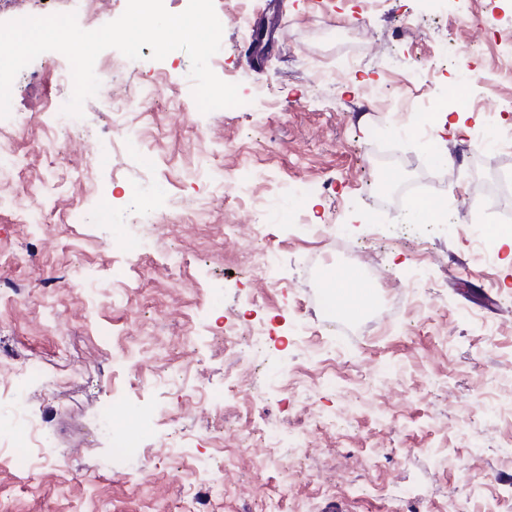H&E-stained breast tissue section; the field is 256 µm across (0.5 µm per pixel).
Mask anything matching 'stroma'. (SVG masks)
<instances>
[{
  "instance_id": "1",
  "label": "stroma",
  "mask_w": 512,
  "mask_h": 512,
  "mask_svg": "<svg viewBox=\"0 0 512 512\" xmlns=\"http://www.w3.org/2000/svg\"><path fill=\"white\" fill-rule=\"evenodd\" d=\"M262 2L214 0L223 42L210 67L238 84L234 108L199 111L182 50L160 61L146 46L136 61L100 53L111 92L85 101L76 132L56 130L45 110L72 94L60 80L64 55H39L16 82L19 122L4 134L22 171L0 178V381H16V363L30 361L61 382L24 385L25 411L49 441L33 470L0 464L9 512H167L199 464L224 469L221 512H324L333 499L349 512H479L490 503L512 512V251L498 244L491 258L476 256L499 220L484 202L512 154L466 139L492 110L512 126L507 59L482 19L485 2L379 0L367 11L361 0H278L285 38L257 69L236 16ZM87 9L86 0H0V22L73 12L82 23ZM469 45L486 86L462 105V129L427 116L438 146L429 153L400 109L462 83L456 53ZM351 56L361 62L354 78L341 67ZM149 85L157 92L148 104L123 108ZM118 130L126 143L91 162L95 142ZM382 132L403 146L398 170L375 150ZM241 168L274 221L229 199L228 176ZM432 180L444 219L413 222L403 188ZM40 206L56 212L51 227L19 222L22 209ZM75 209L84 223L67 222ZM295 212L332 225L331 237L309 236L289 221ZM260 223L261 238L250 231ZM228 224L239 227L230 240ZM116 232L147 239L139 265L109 247ZM340 239L374 252L382 270L369 281L377 305L345 332L329 322L314 279L318 268L359 262L337 252ZM268 249L280 256L272 282L255 270ZM174 252L185 258L177 280L168 274ZM120 265L126 285L116 288ZM418 266L413 306L397 283ZM234 315L237 333L225 335ZM255 323L274 330L256 350ZM330 344L333 364L317 354ZM145 372L152 381H141ZM228 383L237 390L220 407L192 392ZM117 398L129 411L158 412L155 446L114 453L100 416ZM321 417L335 428H317ZM271 428L285 445L267 464L259 440ZM302 435L306 456L283 471L288 440ZM173 438L189 461L171 457ZM396 484L405 497L391 495Z\"/></svg>"
}]
</instances>
